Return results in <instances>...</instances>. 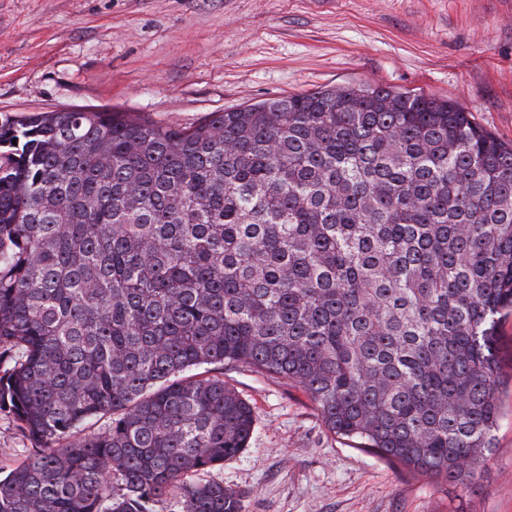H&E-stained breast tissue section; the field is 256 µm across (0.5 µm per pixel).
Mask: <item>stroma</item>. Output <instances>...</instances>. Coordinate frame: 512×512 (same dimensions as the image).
Instances as JSON below:
<instances>
[{
  "instance_id": "obj_1",
  "label": "stroma",
  "mask_w": 512,
  "mask_h": 512,
  "mask_svg": "<svg viewBox=\"0 0 512 512\" xmlns=\"http://www.w3.org/2000/svg\"><path fill=\"white\" fill-rule=\"evenodd\" d=\"M348 83L456 103L512 144V0H0V113L106 106L181 127ZM503 416L471 491L325 428L288 380L238 365L250 446L214 471L243 512H512V317Z\"/></svg>"
}]
</instances>
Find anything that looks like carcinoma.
Segmentation results:
<instances>
[{
  "label": "carcinoma",
  "instance_id": "cac0c4a2",
  "mask_svg": "<svg viewBox=\"0 0 512 512\" xmlns=\"http://www.w3.org/2000/svg\"><path fill=\"white\" fill-rule=\"evenodd\" d=\"M0 512H242L224 381L286 379L327 430L468 489L496 448L512 145L424 94L346 85L190 127L0 120ZM107 418L95 434L81 427ZM29 447V442L16 431L10 414L0 411V465L9 466Z\"/></svg>",
  "mask_w": 512,
  "mask_h": 512
}]
</instances>
